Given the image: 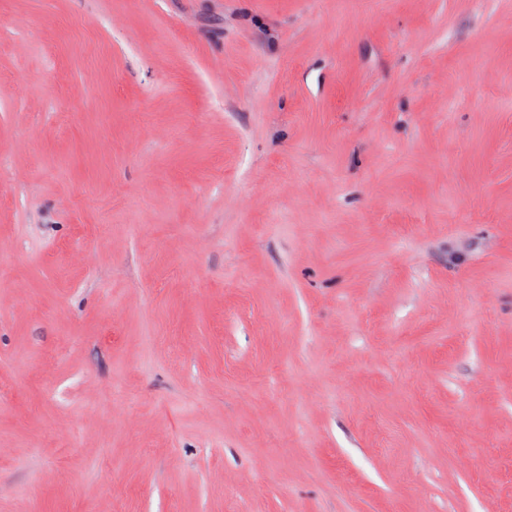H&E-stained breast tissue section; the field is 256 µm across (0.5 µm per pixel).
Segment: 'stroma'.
<instances>
[{
	"mask_svg": "<svg viewBox=\"0 0 512 512\" xmlns=\"http://www.w3.org/2000/svg\"><path fill=\"white\" fill-rule=\"evenodd\" d=\"M0 512H512V0H0Z\"/></svg>",
	"mask_w": 512,
	"mask_h": 512,
	"instance_id": "35a3bbf8",
	"label": "stroma"
}]
</instances>
